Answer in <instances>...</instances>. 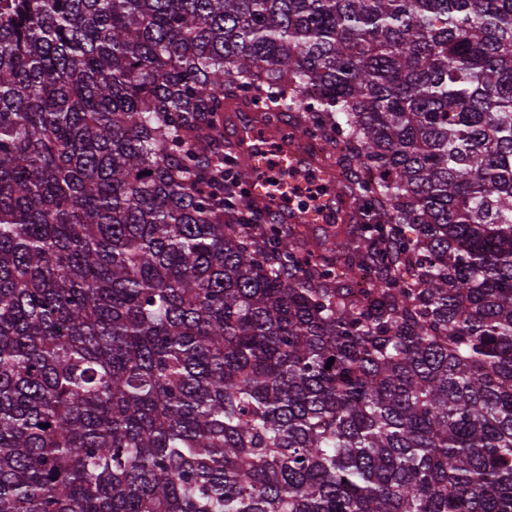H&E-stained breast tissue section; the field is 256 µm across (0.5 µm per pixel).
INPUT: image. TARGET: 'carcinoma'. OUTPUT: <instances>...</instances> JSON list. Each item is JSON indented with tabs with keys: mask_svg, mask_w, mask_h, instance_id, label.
I'll return each mask as SVG.
<instances>
[{
	"mask_svg": "<svg viewBox=\"0 0 512 512\" xmlns=\"http://www.w3.org/2000/svg\"><path fill=\"white\" fill-rule=\"evenodd\" d=\"M0 512H512V0H0ZM224 117V127L232 129V141L242 151V168L247 175V187L251 199L260 206L271 205L282 223H297L298 211L294 206L281 205L279 196L269 189L263 178L256 172L265 163V149L256 143L259 140L256 124L252 120L253 112L246 108H231ZM224 112V113H225ZM281 162L288 170L304 169L315 173L330 189V198L325 209L316 220L307 217L306 224H351L354 222V205L343 195L337 182L336 168L327 164L322 154H313L307 150L302 134L279 150ZM342 195V197H339Z\"/></svg>",
	"mask_w": 512,
	"mask_h": 512,
	"instance_id": "cac0c4a2",
	"label": "carcinoma"
}]
</instances>
